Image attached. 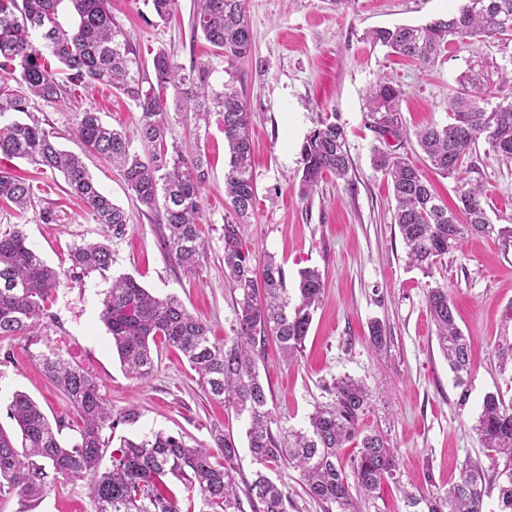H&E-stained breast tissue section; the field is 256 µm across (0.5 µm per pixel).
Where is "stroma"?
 <instances>
[{
  "label": "stroma",
  "mask_w": 512,
  "mask_h": 512,
  "mask_svg": "<svg viewBox=\"0 0 512 512\" xmlns=\"http://www.w3.org/2000/svg\"><path fill=\"white\" fill-rule=\"evenodd\" d=\"M459 0H247L252 52L237 66L253 114L254 212L243 240L254 266L267 255L283 262L289 282L304 268L319 269L325 288L298 363L283 362L267 343L260 379L274 415L301 428L316 404L327 401L334 379L348 375L374 390L364 422L384 431L398 450L403 481L428 496L448 492L467 466H484V512H499L498 488L487 448L473 432L487 393L512 399V372L501 369L495 346L512 337V238L468 234L442 258L432 276L409 268L386 179L372 165L373 132L365 124L370 85L387 76L402 85L401 104L408 129L447 119L456 76L468 59L494 64L512 61V41L495 39L449 47L431 68L371 48L368 29L422 24L454 12ZM193 0H177L171 21L157 22L152 0H111L113 16L143 55L164 49L183 65L212 60L213 49L192 28ZM90 108L103 122L132 127L137 110L122 94L103 86L78 89L61 105L32 104L35 117L53 131L60 146L75 149L77 108ZM337 113L347 131L353 183L328 175L310 197L299 193L301 146L318 121ZM168 142L196 143L209 162L203 194V234L208 257L196 273L165 256L154 217L143 215L118 171L94 154L84 162L100 188L129 213L121 237L109 238L87 208L66 192L61 174L42 172L22 159L12 168L29 178L35 204L18 213L0 203V229L22 225L28 242L50 266L65 263L73 246L109 240L112 267L60 287L49 304L51 320L32 341L0 339V427L17 433L9 405L15 392L31 396L49 419L65 422L70 437L74 416L66 397L44 377L35 357L48 350L90 372L112 404L113 414L134 408L136 423L112 433V448L123 439L155 432L181 436L193 445L211 444L212 425L233 433L239 457L233 472L237 492L257 469L245 436L246 416L236 415L205 392L182 353L160 348L157 369L147 383L129 378L99 318L114 277L130 275L153 294L177 296L207 321L213 336L233 337L238 293L223 271L224 200L228 150L220 116L196 126L192 115L170 112ZM476 178L485 185L487 211L496 226L512 227V162L498 161L478 145ZM52 208L53 223L41 212ZM447 288L456 322L473 339V368L467 389L457 387L444 360L427 308L428 286ZM390 336L383 351L369 342L372 321ZM34 512H92L86 482L57 484Z\"/></svg>",
  "instance_id": "obj_1"
}]
</instances>
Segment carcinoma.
<instances>
[{"instance_id":"carcinoma-1","label":"carcinoma","mask_w":512,"mask_h":512,"mask_svg":"<svg viewBox=\"0 0 512 512\" xmlns=\"http://www.w3.org/2000/svg\"><path fill=\"white\" fill-rule=\"evenodd\" d=\"M67 3L74 23L58 21ZM110 0H0V80H14L18 88L0 85V118L10 112H29L36 98L51 106L89 83L110 87L138 109L133 129L105 124L99 113H77L76 138L80 148L92 151L115 167L142 211L154 215L162 227L161 244L170 262L189 271L202 266L207 244L201 236L200 201L209 179L208 162L200 148L189 155L168 152L169 104L177 112H193L207 121L222 117L228 162L224 168V196L231 219L224 222V275L241 292L237 301L236 336L218 341L205 320L189 311L175 295L160 298L136 279L123 275L112 280L102 302L100 319L107 327L125 373L141 383L156 369L157 343L182 352L211 398L248 418V448L264 465L281 463L298 472L305 492L325 512H362L360 502L374 497L386 481L402 487L407 512H483V475L477 468L439 497H427L404 487L397 449L379 429L363 425L372 403V391L360 380L344 376L329 388L330 402L315 407L301 429L281 423L268 408V396L258 363L268 337L279 345L283 359L298 361L320 302L323 274L315 268L299 271L297 299L289 295L283 264L267 255L261 269L251 263L243 247L242 225L254 210L256 184L252 171L251 112L243 89L236 86V64L252 50L246 0H195L192 26L201 32L222 62L228 79L220 90H208L213 66L185 67L160 49L152 58L154 77L139 48L129 41L112 17ZM512 0H462L445 19L420 25L375 27L364 40L373 48L432 67L451 45L485 39L509 40ZM60 70L47 65V57ZM512 82V68L488 69L481 59L467 61L456 78L448 122L430 124L414 133L423 159L446 177L456 180L458 209L433 190L422 170L390 148V140H408L400 102L405 91L385 77L367 95L366 124L378 145L373 147L376 170L390 182L395 202L392 223L405 247L407 264L432 275L444 256L468 233L512 237V227H496L486 210L483 184L464 174L474 169L471 158L484 140L501 161H512V100L493 102L494 93ZM173 97L167 98V90ZM0 157L26 159L60 172L70 194L82 200L94 220L113 236L125 233L130 217L102 193L79 154L65 151L38 119L0 124ZM300 192L309 197L323 176L333 174L352 185V162L347 132L336 113L321 119L301 148ZM24 210L32 204L31 184L0 167V199ZM112 266L107 241L77 245L67 265H47L28 245L18 226L0 232V338L26 339L50 317L48 302L62 285L89 274H104ZM427 306L436 328L438 345L460 399L467 397L471 376L470 337L456 323L448 289L427 291ZM49 381L67 397L78 421L69 441L61 438L64 424L51 423L41 406L24 392L13 395L9 410L22 437L0 428V496H16L35 508L61 481L87 483L93 512H243L230 470L239 451L234 436L211 430L213 445H189L182 438L157 432L141 440L124 439L109 452L106 433L119 423H134L132 408L115 416L101 393V384L82 367L57 352L37 356ZM472 430L489 450L490 466L498 479L500 512H512V402L499 393L484 397ZM354 444L356 455L344 461L340 449ZM110 465H103L105 456ZM177 480L187 492V510L179 507L168 482ZM254 512H291L288 489L257 471L247 483Z\"/></svg>"}]
</instances>
